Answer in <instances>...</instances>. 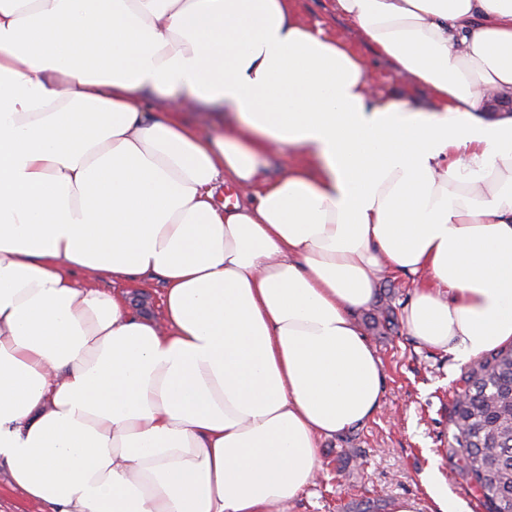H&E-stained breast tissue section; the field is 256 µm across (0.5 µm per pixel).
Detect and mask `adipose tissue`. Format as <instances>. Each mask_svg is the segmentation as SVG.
<instances>
[{
	"mask_svg": "<svg viewBox=\"0 0 512 512\" xmlns=\"http://www.w3.org/2000/svg\"><path fill=\"white\" fill-rule=\"evenodd\" d=\"M336 9L430 105L376 96L295 0H0V465L30 501L294 500L381 405L355 315L384 266L424 346L512 342V0ZM144 274L161 317L97 286ZM215 111L190 112L187 120L204 137L223 132V117H219Z\"/></svg>",
	"mask_w": 512,
	"mask_h": 512,
	"instance_id": "ef3b65f1",
	"label": "adipose tissue"
}]
</instances>
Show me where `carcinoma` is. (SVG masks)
Segmentation results:
<instances>
[{
	"label": "carcinoma",
	"mask_w": 512,
	"mask_h": 512,
	"mask_svg": "<svg viewBox=\"0 0 512 512\" xmlns=\"http://www.w3.org/2000/svg\"><path fill=\"white\" fill-rule=\"evenodd\" d=\"M448 412L462 468L487 512H512V346L475 359Z\"/></svg>",
	"instance_id": "obj_1"
}]
</instances>
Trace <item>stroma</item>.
Returning a JSON list of instances; mask_svg holds the SVG:
<instances>
[{"mask_svg":"<svg viewBox=\"0 0 512 512\" xmlns=\"http://www.w3.org/2000/svg\"><path fill=\"white\" fill-rule=\"evenodd\" d=\"M296 10L308 26L372 56L357 24L337 12L336 0H297ZM372 58L369 81L377 95L430 103L427 87L399 82L391 61ZM413 290L408 277L382 270L374 301L356 315L385 369L381 407L364 425L322 441L318 476L278 512H358L364 503L375 512H392L401 499L415 500L421 512H441L430 487L434 481L457 512H486L460 466V449L448 445V408L465 366L451 354L420 346L399 319L388 328L375 321L387 306L402 313Z\"/></svg>","mask_w":512,"mask_h":512,"instance_id":"obj_1","label":"stroma"}]
</instances>
